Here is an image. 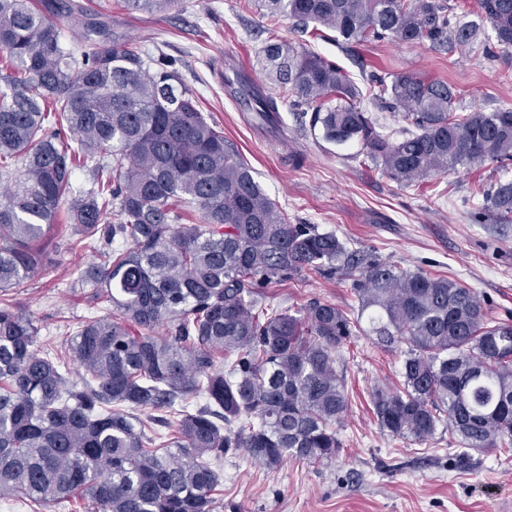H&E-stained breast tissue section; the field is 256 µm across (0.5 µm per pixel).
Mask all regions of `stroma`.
<instances>
[{
    "instance_id": "stroma-1",
    "label": "stroma",
    "mask_w": 512,
    "mask_h": 512,
    "mask_svg": "<svg viewBox=\"0 0 512 512\" xmlns=\"http://www.w3.org/2000/svg\"><path fill=\"white\" fill-rule=\"evenodd\" d=\"M102 2L113 39L172 61L204 115L292 223L318 225L403 268L459 281L480 296L491 317L512 323V223L491 216L478 223L470 216L477 186L512 179V170L460 166L403 187L357 159L356 146L316 138L287 103H280L279 129L271 131L210 68L214 62L238 65L260 85L257 56L268 39H302L288 18L262 16L256 0H181L159 14L127 11L120 0ZM306 42L362 86L375 73L413 70L453 85L456 111L512 107V48L490 59L478 44L449 54L394 42L345 50L329 36ZM78 240L70 224L58 222L44 242L52 271L26 280L13 294L38 324L41 343L58 348L101 312L77 280L79 269L97 256ZM263 297L283 308L320 298L353 316L359 310L349 282L316 273L264 289ZM343 357L349 411L338 427L336 459L321 465L289 459L268 469L245 453L227 455L217 512H512V450L467 452L446 431L422 443L390 435L372 412L370 394L397 383L399 351L382 350L361 335L345 345Z\"/></svg>"
}]
</instances>
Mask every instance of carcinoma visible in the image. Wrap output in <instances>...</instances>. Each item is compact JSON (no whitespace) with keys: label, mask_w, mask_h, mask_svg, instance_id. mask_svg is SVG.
Segmentation results:
<instances>
[{"label":"carcinoma","mask_w":512,"mask_h":512,"mask_svg":"<svg viewBox=\"0 0 512 512\" xmlns=\"http://www.w3.org/2000/svg\"><path fill=\"white\" fill-rule=\"evenodd\" d=\"M179 0H123L163 13ZM496 42L512 44V0H477ZM301 32L342 46L390 40L454 51L480 27L445 0H258ZM79 0H0V497L92 512H215L214 462L239 450L269 468L329 463L348 410L341 349L361 333L399 348L400 384L378 388L380 428L427 440L443 428L467 448H512V324L472 289L351 249L293 224L204 116L173 64L112 40ZM87 17L80 46L57 17ZM272 92L251 86L259 118L277 99L328 143H356L399 185L458 166L512 163V108L461 115L455 90L414 72L348 71L274 37L258 54ZM401 113L383 134L361 100ZM93 187L73 196L74 169ZM476 215L512 222V180L479 188ZM69 202L66 211L61 205ZM65 216L101 261L80 270L95 305L59 352L11 291L53 267L41 244ZM122 238L131 247L117 251ZM308 273L350 280L360 313L313 299L263 303L260 289ZM81 370L70 381L69 362ZM208 403L182 409L191 396ZM168 422L160 442L151 425Z\"/></svg>","instance_id":"cac0c4a2"}]
</instances>
